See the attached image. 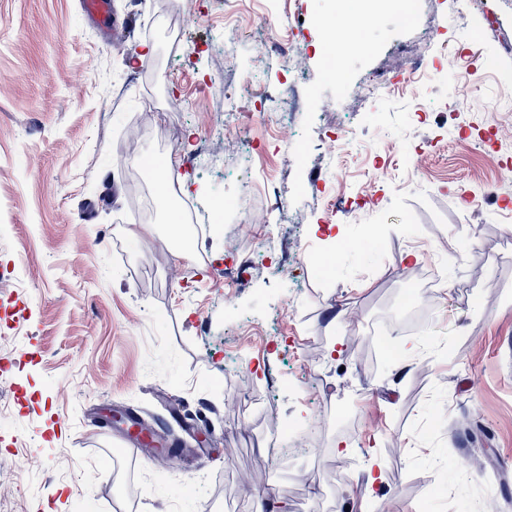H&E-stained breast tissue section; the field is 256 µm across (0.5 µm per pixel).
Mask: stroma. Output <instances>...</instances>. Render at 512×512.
<instances>
[{
    "instance_id": "1",
    "label": "stroma",
    "mask_w": 512,
    "mask_h": 512,
    "mask_svg": "<svg viewBox=\"0 0 512 512\" xmlns=\"http://www.w3.org/2000/svg\"><path fill=\"white\" fill-rule=\"evenodd\" d=\"M109 34L78 0H0V468L15 479V512H254L256 497L283 496L286 512L315 499L334 512H476L484 496L512 512V0H487L495 27L470 32L453 0H414L412 24L383 6L357 27L365 48L344 54L330 79L324 21L350 23L343 0H278L265 29L243 38L241 57L303 21L313 51L287 70L265 51L244 103L288 96L303 149L291 155L262 126L257 166L225 140L205 168L185 155L208 140L224 88L243 72L220 70L225 15L265 12L259 0H194L178 22L168 0H113ZM153 55L136 56L144 45ZM458 46L462 66L449 64ZM493 57L496 73L474 98L451 95L465 67ZM389 91L363 99L371 76ZM161 108L156 130L127 141L144 101ZM333 129L335 144L322 133ZM166 153V173L199 206L248 196L262 170L285 202L277 263L258 267L236 306L270 333L268 347L234 356L240 334L224 310L235 277L226 260L256 249L254 226L237 216L214 225L205 261L171 250L161 210L141 216L151 183L131 165ZM486 189L481 205L462 196ZM379 228L367 252H338L296 285L288 273L305 247L324 248ZM443 286L391 359L370 341L371 322L406 284ZM262 390L270 408L244 416L227 405L240 387ZM350 410L355 439L323 428ZM136 413L168 441L186 433L180 412L206 428L209 450L167 462L142 452L118 458L124 428L98 429L100 409ZM289 426L317 454L303 461L311 490L267 464L255 431ZM374 485H366L367 473Z\"/></svg>"
}]
</instances>
